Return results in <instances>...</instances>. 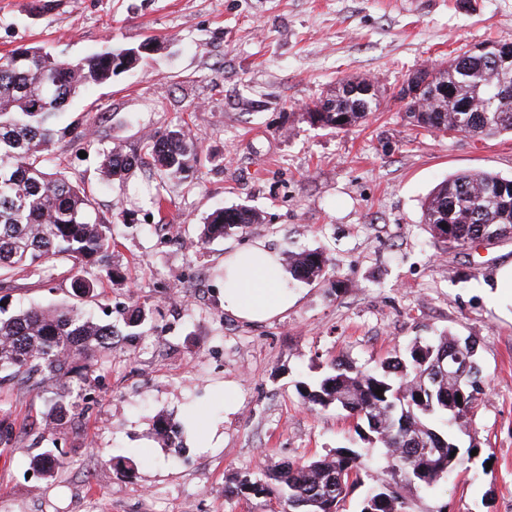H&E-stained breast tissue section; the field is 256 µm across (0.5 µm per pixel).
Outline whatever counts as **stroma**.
Returning a JSON list of instances; mask_svg holds the SVG:
<instances>
[{
  "label": "stroma",
  "mask_w": 512,
  "mask_h": 512,
  "mask_svg": "<svg viewBox=\"0 0 512 512\" xmlns=\"http://www.w3.org/2000/svg\"><path fill=\"white\" fill-rule=\"evenodd\" d=\"M0 0V56L38 46L78 61L110 45L156 41L146 63L85 89L66 121L58 169L91 193L119 240L101 294L76 297L68 262L50 278L0 273L5 309L74 305L104 322L134 308L141 336L101 353L90 403L53 428L42 422L57 383L0 380V512H283L275 499H225L224 487L287 461L362 449L361 482L340 505L358 512L366 489L394 483L384 449L358 420L312 406L301 382L342 361L359 369L439 334L474 341L489 387L457 431L461 465L414 490L412 512H512V292L495 287L512 239L443 251L422 207L442 181L467 172L512 176V136L475 140L412 125L396 92L415 70L491 40L512 39V0ZM368 78L379 106L347 130L312 125L306 110L346 79ZM186 123L201 161L160 183L150 168L112 179L100 151ZM164 189L182 243L150 230ZM265 220L202 242L217 208ZM278 255L323 253L332 276L289 280L297 303L263 322L224 310V260L253 242ZM175 426L173 444L155 424ZM67 453L52 477L29 456ZM134 461L117 475L112 456Z\"/></svg>",
  "instance_id": "stroma-1"
}]
</instances>
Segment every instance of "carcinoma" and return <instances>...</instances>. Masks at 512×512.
Returning <instances> with one entry per match:
<instances>
[{
    "mask_svg": "<svg viewBox=\"0 0 512 512\" xmlns=\"http://www.w3.org/2000/svg\"><path fill=\"white\" fill-rule=\"evenodd\" d=\"M130 50L115 46L69 62L41 47H21L0 58V271L51 276L53 262L67 257L73 262V290L85 297L94 295L97 286L88 270L111 275L112 228L99 218L85 187L57 170L53 145L70 132L56 124L66 105L86 85L104 83L132 67ZM431 70L454 97L421 95L418 102L425 111L409 113L415 126L472 137L512 133V66H500L494 48H471ZM371 86L366 79L343 82L334 98L314 104L310 122L333 130L363 122L377 107V94L363 93ZM198 163V139L183 125L144 138L138 154H126L118 145L103 152L104 173L112 177L147 164L168 179H181ZM423 215L444 251L479 239H512V178L458 174L425 200ZM262 220L254 209H218L208 217L202 241ZM286 264L292 277L307 282L329 272L327 259L318 252H291ZM114 336V325L95 322L74 306H31L10 314L0 307V371L57 379L81 365L79 391L60 387L43 417L50 428L79 407L93 362ZM487 388L475 344L440 336L432 344L413 345L379 372L337 364L334 373L302 384L299 394L312 406L347 411L367 427V439L385 449L399 481L369 490L360 512H411L406 492L430 489L460 465V446L448 426L466 416ZM31 464L50 474L62 459L45 451L34 455ZM361 466L358 450L338 448L258 478L245 476L225 486L224 496H275L288 512H339L348 489L358 483Z\"/></svg>",
    "mask_w": 512,
    "mask_h": 512,
    "instance_id": "obj_1",
    "label": "carcinoma"
}]
</instances>
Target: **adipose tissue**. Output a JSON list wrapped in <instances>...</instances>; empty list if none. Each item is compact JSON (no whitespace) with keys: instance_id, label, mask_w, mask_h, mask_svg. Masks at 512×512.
I'll list each match as a JSON object with an SVG mask.
<instances>
[{"instance_id":"obj_1","label":"adipose tissue","mask_w":512,"mask_h":512,"mask_svg":"<svg viewBox=\"0 0 512 512\" xmlns=\"http://www.w3.org/2000/svg\"><path fill=\"white\" fill-rule=\"evenodd\" d=\"M296 301L286 286L277 254L255 244L224 261V309L235 317L263 321L285 313Z\"/></svg>"}]
</instances>
